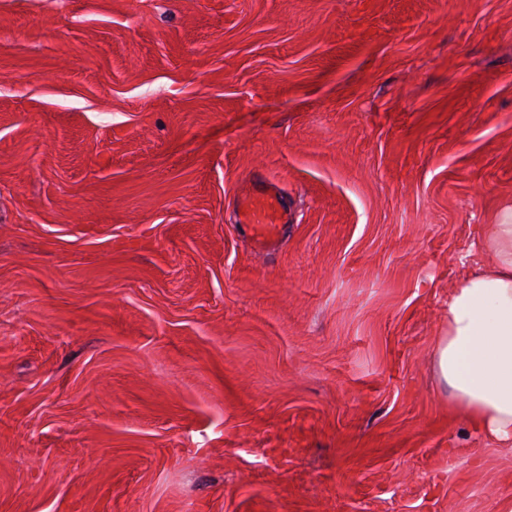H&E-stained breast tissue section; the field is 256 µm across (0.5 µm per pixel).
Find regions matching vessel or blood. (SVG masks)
<instances>
[{"label": "vessel or blood", "instance_id": "vessel-or-blood-1", "mask_svg": "<svg viewBox=\"0 0 512 512\" xmlns=\"http://www.w3.org/2000/svg\"><path fill=\"white\" fill-rule=\"evenodd\" d=\"M236 206L237 221L255 248L266 253L276 250L281 229L289 221L277 184L257 177L249 180L240 190Z\"/></svg>", "mask_w": 512, "mask_h": 512}]
</instances>
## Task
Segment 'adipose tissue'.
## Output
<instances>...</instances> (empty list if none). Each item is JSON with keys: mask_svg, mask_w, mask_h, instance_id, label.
<instances>
[{"mask_svg": "<svg viewBox=\"0 0 512 512\" xmlns=\"http://www.w3.org/2000/svg\"><path fill=\"white\" fill-rule=\"evenodd\" d=\"M481 244L493 262L449 294L435 374L453 413L512 446V212L485 226Z\"/></svg>", "mask_w": 512, "mask_h": 512, "instance_id": "ef3b65f1", "label": "adipose tissue"}]
</instances>
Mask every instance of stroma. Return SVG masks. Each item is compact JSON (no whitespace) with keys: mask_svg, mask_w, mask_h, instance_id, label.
I'll return each mask as SVG.
<instances>
[{"mask_svg":"<svg viewBox=\"0 0 512 512\" xmlns=\"http://www.w3.org/2000/svg\"><path fill=\"white\" fill-rule=\"evenodd\" d=\"M510 207L512 0H0V512H512L433 368ZM236 206L237 221L254 247L260 252L275 251L283 224L290 221L277 184L254 177L238 193Z\"/></svg>","mask_w":512,"mask_h":512,"instance_id":"1","label":"stroma"}]
</instances>
